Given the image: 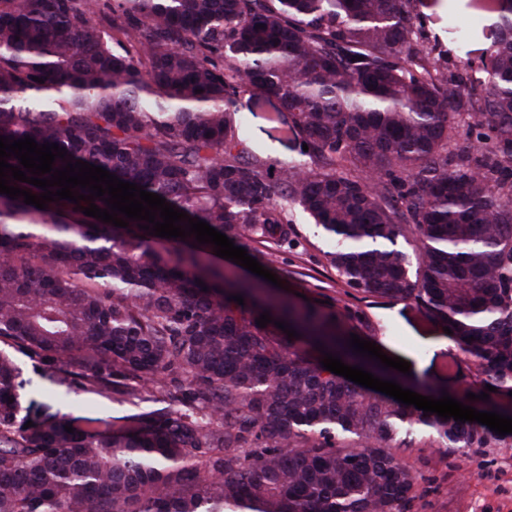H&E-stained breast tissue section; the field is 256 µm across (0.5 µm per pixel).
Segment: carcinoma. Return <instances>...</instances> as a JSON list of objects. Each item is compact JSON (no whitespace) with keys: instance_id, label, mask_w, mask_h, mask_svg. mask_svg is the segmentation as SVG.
<instances>
[{"instance_id":"carcinoma-1","label":"carcinoma","mask_w":512,"mask_h":512,"mask_svg":"<svg viewBox=\"0 0 512 512\" xmlns=\"http://www.w3.org/2000/svg\"><path fill=\"white\" fill-rule=\"evenodd\" d=\"M492 36L475 74L414 0H0V135L56 143L261 260L301 208L346 286L453 331L444 377L389 379L453 397L465 363L472 393L497 391L464 402L512 417V12ZM272 98L269 137H293L299 165L251 141ZM87 206L0 194V512H410L418 437L504 440L325 370V351L384 367L334 314L239 276L214 245ZM13 350L79 390L131 401L150 383L165 407L27 428Z\"/></svg>"}]
</instances>
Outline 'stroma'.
Returning <instances> with one entry per match:
<instances>
[{
    "instance_id": "obj_1",
    "label": "stroma",
    "mask_w": 512,
    "mask_h": 512,
    "mask_svg": "<svg viewBox=\"0 0 512 512\" xmlns=\"http://www.w3.org/2000/svg\"><path fill=\"white\" fill-rule=\"evenodd\" d=\"M479 0H456L455 16L432 0L425 7L427 29L438 36L452 63L474 64L486 56L491 44L477 19ZM297 238L282 249L270 270L289 292L306 295L309 301H327L341 319L356 315L357 333L376 342L389 357L409 362L420 375L435 378L458 349L442 330L431 327L407 302L373 298L348 288L337 277L324 253L329 245L312 220L301 210L292 216ZM17 381L23 416L40 424L59 411L74 416L97 413L121 416L134 406L108 397L76 390L63 374L47 370L38 360L19 359ZM418 472L423 489L411 512H512V438L494 448L450 450L439 441L423 440L408 459Z\"/></svg>"
}]
</instances>
